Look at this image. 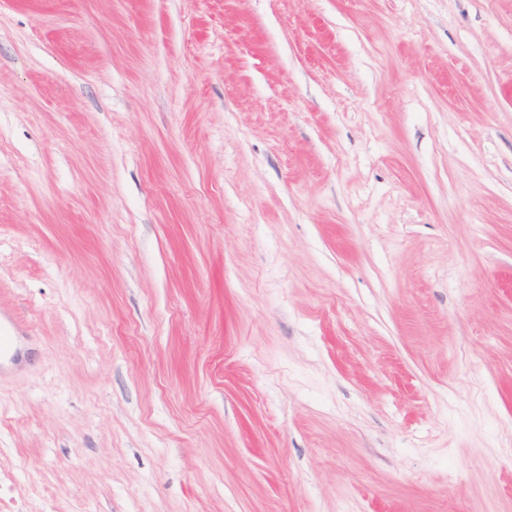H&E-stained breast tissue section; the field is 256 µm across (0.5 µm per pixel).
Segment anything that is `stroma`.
I'll use <instances>...</instances> for the list:
<instances>
[{"mask_svg": "<svg viewBox=\"0 0 512 512\" xmlns=\"http://www.w3.org/2000/svg\"><path fill=\"white\" fill-rule=\"evenodd\" d=\"M0 313V512H512V0H0Z\"/></svg>", "mask_w": 512, "mask_h": 512, "instance_id": "1", "label": "stroma"}]
</instances>
